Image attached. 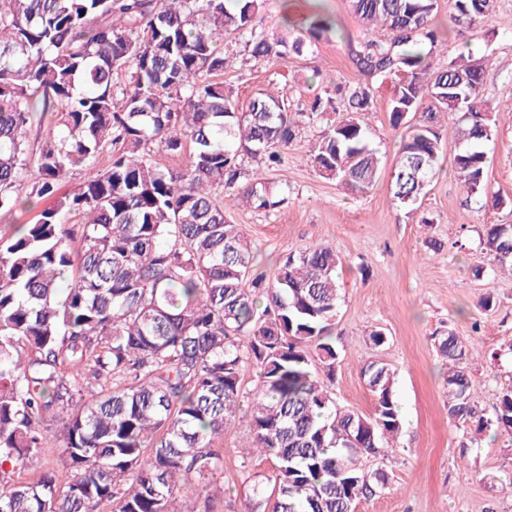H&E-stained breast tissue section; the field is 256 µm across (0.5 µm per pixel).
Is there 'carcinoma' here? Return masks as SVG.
<instances>
[{"mask_svg": "<svg viewBox=\"0 0 512 512\" xmlns=\"http://www.w3.org/2000/svg\"><path fill=\"white\" fill-rule=\"evenodd\" d=\"M383 41L352 49L360 75L390 79L393 129H403L390 190L412 207L453 154L461 191H486L489 56L470 52L440 65L431 22L438 0H349ZM264 0H0V214L54 199L32 224L0 229V512H196L179 508L189 480L213 501L222 452L215 439L240 428L272 461V512H353L384 477L360 467L395 440L402 419L394 372L363 365L374 412L341 408L329 391L336 359L332 326L335 251L289 252L269 273L239 225L224 213L233 193L257 209L280 205L278 190L248 157L273 170L302 127L336 111L309 150L324 178L366 193L384 167L362 115L369 85H340L293 108L288 91L263 89L241 102L216 80L227 63L224 36L254 58L313 53L334 28L322 15L270 31ZM496 0H448L450 17L474 23ZM126 83L121 98L114 76ZM452 116L451 129L439 125ZM54 118L39 146L28 133ZM189 152L161 166L153 148ZM106 169L59 193L68 175ZM80 217L77 225L71 223ZM80 237V248L71 241ZM495 271L512 273V224L485 229ZM474 344L448 329V414L474 417L464 364ZM254 369L256 392L243 388ZM52 423H47V420ZM512 428V389L495 420ZM54 454L53 471L14 478L30 458ZM110 159V154L108 152H104L100 155L96 165L93 168H83L74 171L73 175H71L70 178L65 180V182L62 184L61 192L73 191L77 185L86 180L88 177L95 175L98 170L104 169L110 163Z\"/></svg>", "mask_w": 512, "mask_h": 512, "instance_id": "carcinoma-1", "label": "carcinoma"}]
</instances>
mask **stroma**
Returning <instances> with one entry per match:
<instances>
[{"label": "stroma", "instance_id": "1", "mask_svg": "<svg viewBox=\"0 0 512 512\" xmlns=\"http://www.w3.org/2000/svg\"><path fill=\"white\" fill-rule=\"evenodd\" d=\"M438 4L433 24L444 58L469 49L493 59L485 81L499 124L487 151L482 198L467 201L448 158L414 212L394 200L386 173L368 193L348 191L320 177L310 163L309 147L325 128L321 122L306 126L286 162L270 172V181L285 191L274 212L224 197V212L245 232L259 267L274 269L289 251L306 246L328 247L340 256L333 325L337 405L372 414L373 397L360 372L365 362L383 361L395 374L402 432L392 448L361 457L364 471L384 474L385 483L361 500L356 512H512V487L503 483L512 474V431L493 429L476 441L469 424L449 416L448 365L435 342L449 328L475 342L478 354L466 364L474 404L480 416L493 418L500 394L512 388V276L488 272L478 278L474 269L489 262L486 227L512 224V0H499L496 11L473 28L450 20L448 0ZM313 14L331 18L343 38L328 35L315 55L287 60L256 59L234 43L220 76L225 87L245 101L275 82L286 86L304 110L326 79L361 82L350 43L379 40L386 33L363 26L348 0H267L262 23L275 29L282 20L299 23ZM370 85L375 107L364 120L373 145L391 157L399 137L386 112L393 84L374 79ZM432 239L437 248L429 247ZM487 293L495 304L484 311L477 302ZM374 329L385 333L383 345L373 344ZM215 445L224 451V466L216 474L224 499L213 512H271V500L252 494L254 481L270 474V460L255 455L240 429L226 430Z\"/></svg>", "mask_w": 512, "mask_h": 512}]
</instances>
